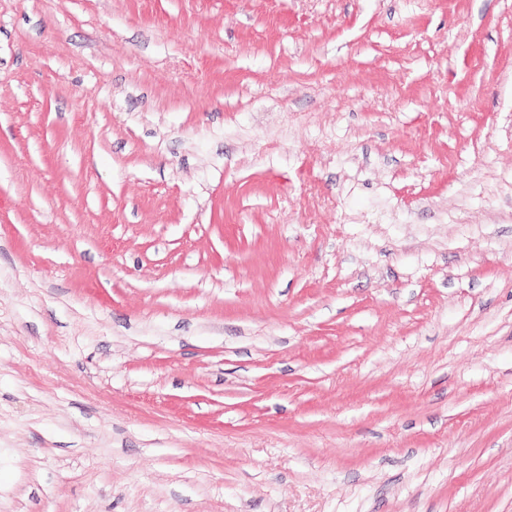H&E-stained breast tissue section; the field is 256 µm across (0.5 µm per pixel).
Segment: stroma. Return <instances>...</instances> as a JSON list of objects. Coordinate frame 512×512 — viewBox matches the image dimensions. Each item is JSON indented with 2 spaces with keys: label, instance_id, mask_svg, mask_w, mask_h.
Here are the masks:
<instances>
[{
  "label": "stroma",
  "instance_id": "1",
  "mask_svg": "<svg viewBox=\"0 0 512 512\" xmlns=\"http://www.w3.org/2000/svg\"><path fill=\"white\" fill-rule=\"evenodd\" d=\"M0 512H512V0H0Z\"/></svg>",
  "mask_w": 512,
  "mask_h": 512
}]
</instances>
